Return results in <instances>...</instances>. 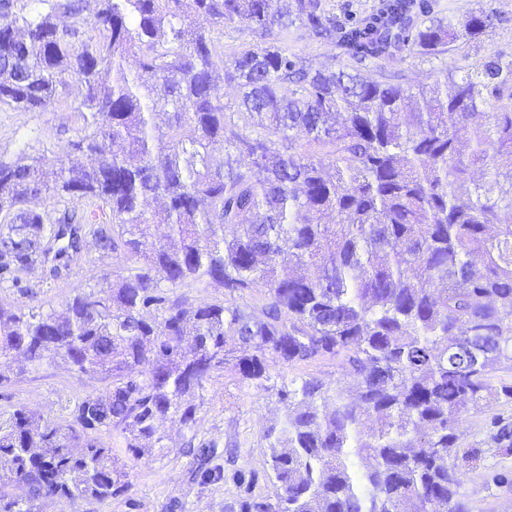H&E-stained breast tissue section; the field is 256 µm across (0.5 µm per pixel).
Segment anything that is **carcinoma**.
I'll use <instances>...</instances> for the list:
<instances>
[{
    "mask_svg": "<svg viewBox=\"0 0 512 512\" xmlns=\"http://www.w3.org/2000/svg\"><path fill=\"white\" fill-rule=\"evenodd\" d=\"M0 0V107L55 104L80 84L67 165L0 160V287L36 266L62 277L92 239L126 266L58 305L0 306V357L97 373L65 417L0 411V512L104 503L127 464L195 446L206 385L229 372L283 405L261 439L274 492L238 470L228 512H468L454 459L472 414L512 402V53L417 89L385 63L469 45L501 21L438 16L436 0ZM301 24L345 61L288 50ZM238 44L224 47V25ZM373 65L379 78L367 80ZM235 88L231 100L215 78ZM128 147L106 156L100 141ZM482 171L468 181L473 168ZM162 200L149 212L148 198ZM216 283L224 299L184 292ZM262 289L259 306L245 303ZM330 360L336 381L273 377ZM496 447L512 428L491 421Z\"/></svg>",
    "mask_w": 512,
    "mask_h": 512,
    "instance_id": "carcinoma-1",
    "label": "carcinoma"
}]
</instances>
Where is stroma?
I'll use <instances>...</instances> for the list:
<instances>
[{"mask_svg": "<svg viewBox=\"0 0 512 512\" xmlns=\"http://www.w3.org/2000/svg\"><path fill=\"white\" fill-rule=\"evenodd\" d=\"M491 10L502 20L482 38L481 53L512 51V0H439L443 17L461 18L470 11ZM465 59L451 51L436 57L412 54L388 64L402 83L417 86L432 82L437 71H457ZM78 87L70 85L58 102L45 110L0 112V159L10 161L19 154L63 159L68 144L81 129L74 111ZM122 258L103 257L86 246L80 260L62 278L51 279L42 268L21 273V288H0V305L20 307L29 301L23 286H31L39 300L56 303L65 297L93 291L103 277L122 267ZM104 382L81 376L49 363L37 374L13 378L0 388V410L22 408L44 418L60 417L80 398L102 392ZM282 414L274 393L260 391L233 375L213 379L207 386L205 403L197 413L199 438L215 441L218 453L208 467L209 475L191 478L193 459L183 452L184 439L171 430L161 455H149L130 470V489L105 503L83 502L78 512H224L239 490L232 480L235 471L258 475L255 493L266 494L272 487L264 477L265 450L261 440L264 427ZM512 424V403H499L474 414L461 428L458 443L476 449V456L458 464L462 498L469 512H512V486L495 485L493 471L512 472V452L488 445L492 420Z\"/></svg>", "mask_w": 512, "mask_h": 512, "instance_id": "obj_1", "label": "stroma"}]
</instances>
